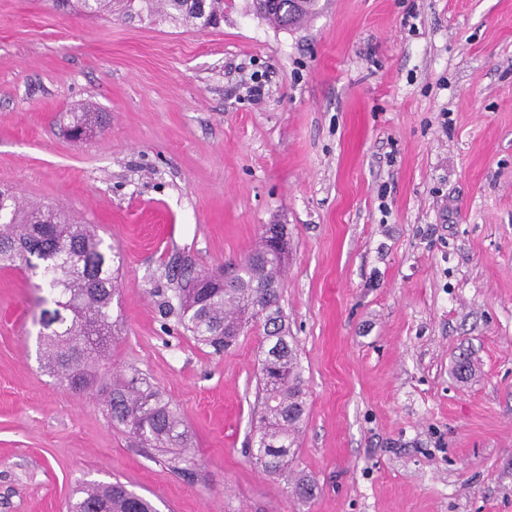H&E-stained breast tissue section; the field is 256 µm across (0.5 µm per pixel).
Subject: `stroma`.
<instances>
[{
  "label": "stroma",
  "mask_w": 512,
  "mask_h": 512,
  "mask_svg": "<svg viewBox=\"0 0 512 512\" xmlns=\"http://www.w3.org/2000/svg\"><path fill=\"white\" fill-rule=\"evenodd\" d=\"M1 188L85 212L120 268L80 393L39 364L37 277L0 268V512H68L85 480L156 512H512V0H318L291 28L224 0L206 29L0 0ZM267 224L288 227L307 503L246 452L262 330L213 353L157 294ZM132 369L188 427V475L113 426L103 389Z\"/></svg>",
  "instance_id": "1"
}]
</instances>
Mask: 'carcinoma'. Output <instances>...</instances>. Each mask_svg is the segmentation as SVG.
I'll list each match as a JSON object with an SVG mask.
<instances>
[{"mask_svg":"<svg viewBox=\"0 0 512 512\" xmlns=\"http://www.w3.org/2000/svg\"><path fill=\"white\" fill-rule=\"evenodd\" d=\"M316 0H255L256 10L282 27L301 23ZM77 8L92 14L134 12L164 16L172 21L207 28L224 18V0H76ZM88 113H71L68 135L86 134ZM280 248L262 237V245L235 267V273L216 280L207 274L177 276L167 310L177 314L182 328L200 345L222 353L234 346L244 330H263L266 348L260 359L257 386L259 420L253 429L256 463L269 474L290 466V451L304 421L306 392L303 367L294 338L288 335L281 307ZM112 245L104 244L96 224H71L52 205L24 207L9 190H0V265L24 264L52 296L53 309L41 313L39 361L60 386L74 379L79 389L102 367L112 341V300L118 288ZM112 424L141 448H187L191 434L166 399L146 378L134 373L112 375L106 396ZM316 484L305 474L292 483L293 494L314 497ZM70 512H154L144 497L119 482L96 480L73 492Z\"/></svg>","mask_w":512,"mask_h":512,"instance_id":"obj_1","label":"carcinoma"}]
</instances>
